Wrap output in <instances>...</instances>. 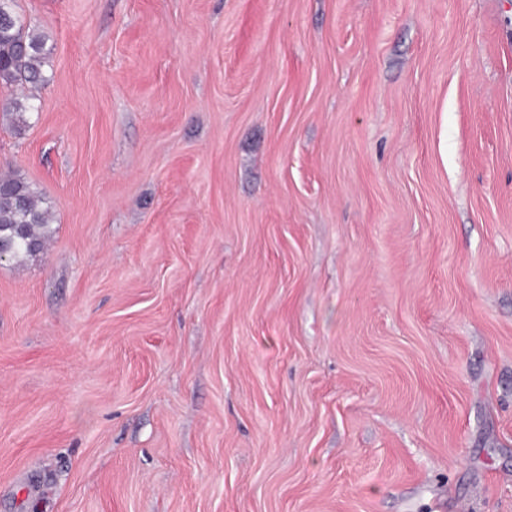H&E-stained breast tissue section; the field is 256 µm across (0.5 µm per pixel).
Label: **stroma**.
Instances as JSON below:
<instances>
[{
  "mask_svg": "<svg viewBox=\"0 0 512 512\" xmlns=\"http://www.w3.org/2000/svg\"><path fill=\"white\" fill-rule=\"evenodd\" d=\"M0 512H512V0H16ZM16 0H0V86L19 90L1 105L10 124L18 131L29 125V114L35 110L33 90L47 81L44 67L48 51L45 37L38 28L15 10ZM42 193L19 174L0 176V253L8 261L37 258L54 235Z\"/></svg>",
  "mask_w": 512,
  "mask_h": 512,
  "instance_id": "1",
  "label": "stroma"
}]
</instances>
